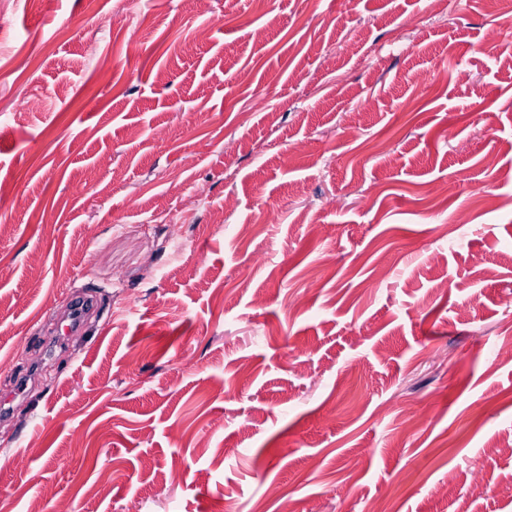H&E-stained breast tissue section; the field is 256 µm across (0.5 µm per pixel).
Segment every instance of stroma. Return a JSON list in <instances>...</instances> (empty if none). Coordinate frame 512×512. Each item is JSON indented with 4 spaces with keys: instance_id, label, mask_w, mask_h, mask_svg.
I'll return each mask as SVG.
<instances>
[{
    "instance_id": "stroma-1",
    "label": "stroma",
    "mask_w": 512,
    "mask_h": 512,
    "mask_svg": "<svg viewBox=\"0 0 512 512\" xmlns=\"http://www.w3.org/2000/svg\"><path fill=\"white\" fill-rule=\"evenodd\" d=\"M0 184V512H512V0H0Z\"/></svg>"
}]
</instances>
